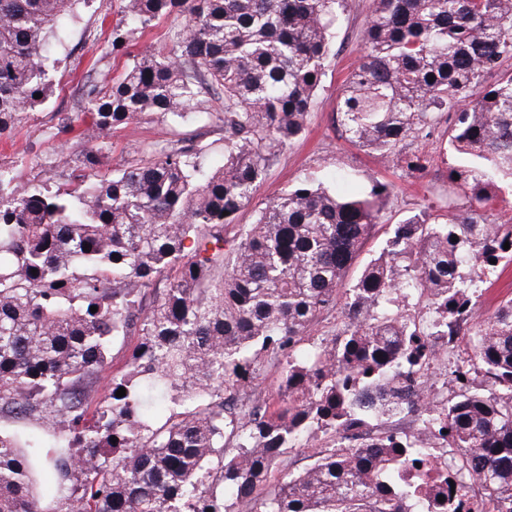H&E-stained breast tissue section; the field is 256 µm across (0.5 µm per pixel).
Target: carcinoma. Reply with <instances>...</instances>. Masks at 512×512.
I'll return each mask as SVG.
<instances>
[{"mask_svg": "<svg viewBox=\"0 0 512 512\" xmlns=\"http://www.w3.org/2000/svg\"><path fill=\"white\" fill-rule=\"evenodd\" d=\"M81 2L0 0V135L47 102L44 44ZM353 5L123 0L114 53L155 20L188 19L168 54L134 56L106 90L83 85L82 168L99 166L113 129L144 112L184 122L216 91L223 164L205 172L200 150L155 144L63 192L0 168V512H231L221 486L246 512H441L402 473L426 456L421 441L368 431L423 407L426 336L464 337L477 371L456 365L458 391L428 419L448 441V476L512 512V298L476 312L512 262V224L488 214L495 192L512 193V0H372L337 97L347 140L410 175L428 160L407 141L452 119L451 212L385 226L392 184L339 195L309 175L224 235L306 130ZM383 226L379 255L361 263ZM339 306L343 327L299 358ZM131 334L123 371L91 398ZM269 352L284 361L276 396L255 387ZM166 402L178 410L154 423ZM317 432L362 451L322 444L258 495L284 450Z\"/></svg>", "mask_w": 512, "mask_h": 512, "instance_id": "carcinoma-1", "label": "carcinoma"}]
</instances>
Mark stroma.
Wrapping results in <instances>:
<instances>
[{
    "label": "stroma",
    "mask_w": 512,
    "mask_h": 512,
    "mask_svg": "<svg viewBox=\"0 0 512 512\" xmlns=\"http://www.w3.org/2000/svg\"><path fill=\"white\" fill-rule=\"evenodd\" d=\"M370 4L371 0H358L357 8L346 16L338 34L344 48L328 61L324 86L317 94L305 132L279 155L266 179L257 186L250 206L240 212L237 224L226 227V236H233L238 224L251 223L262 203L311 172L321 173L331 181L350 173L360 184L372 177L393 183L395 193L383 213L388 224L399 222L408 211L424 205L446 207L452 159L439 137L411 140L410 151L429 161L426 177L417 178L401 168L381 164L372 154L353 146L334 124L342 81L363 52L362 31ZM121 18L122 0H108L104 5L88 0L75 14L57 22L47 44V55L54 63L50 72L51 96L44 107L28 113L11 133L0 136V166L12 169L19 181L42 184L52 190L67 188L72 170L55 166L53 160L63 150L74 158L80 154V145L66 140L58 128L67 117L90 122L91 109L82 96L83 84L107 85L123 73L131 56L140 52L167 53L170 32L180 23L176 17L156 21L144 33L134 36L126 55L114 56L105 47ZM223 106L222 95L212 94L205 99L201 119L174 124L147 112L115 129L102 163L95 170L96 178L108 176L116 162H137L139 148L152 143L202 146L200 163L208 169L217 167L224 156Z\"/></svg>",
    "instance_id": "1"
}]
</instances>
